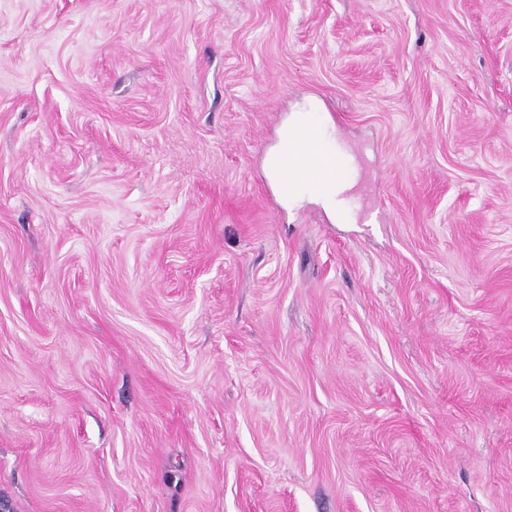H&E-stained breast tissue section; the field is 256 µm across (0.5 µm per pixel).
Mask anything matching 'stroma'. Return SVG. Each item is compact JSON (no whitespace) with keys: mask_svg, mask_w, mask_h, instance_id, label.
Wrapping results in <instances>:
<instances>
[{"mask_svg":"<svg viewBox=\"0 0 512 512\" xmlns=\"http://www.w3.org/2000/svg\"><path fill=\"white\" fill-rule=\"evenodd\" d=\"M0 497L512 512V0H0ZM281 169L270 167L280 180L282 192H289L301 183L327 190L339 183L348 173V163L333 155L323 142L315 125L298 132L283 143L275 158Z\"/></svg>","mask_w":512,"mask_h":512,"instance_id":"1","label":"stroma"}]
</instances>
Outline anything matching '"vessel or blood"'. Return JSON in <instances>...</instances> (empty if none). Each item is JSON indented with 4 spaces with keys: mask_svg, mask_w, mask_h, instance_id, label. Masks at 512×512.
Returning <instances> with one entry per match:
<instances>
[{
    "mask_svg": "<svg viewBox=\"0 0 512 512\" xmlns=\"http://www.w3.org/2000/svg\"><path fill=\"white\" fill-rule=\"evenodd\" d=\"M282 172L281 191L306 183L327 190L348 173V164L329 151L317 127H309L285 141L275 158Z\"/></svg>",
    "mask_w": 512,
    "mask_h": 512,
    "instance_id": "1",
    "label": "vessel or blood"
}]
</instances>
